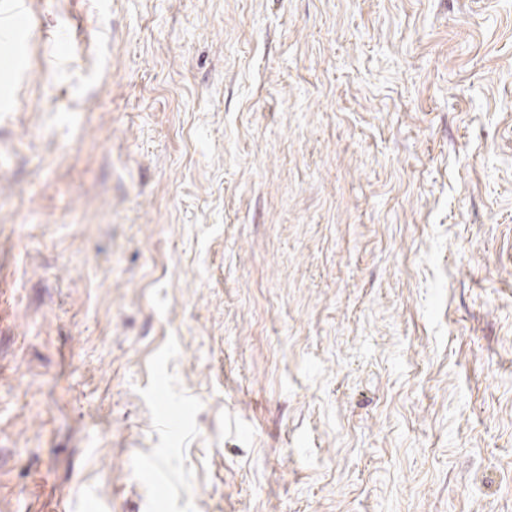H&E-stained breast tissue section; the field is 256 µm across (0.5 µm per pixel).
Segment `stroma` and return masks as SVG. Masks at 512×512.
<instances>
[{"label":"stroma","mask_w":512,"mask_h":512,"mask_svg":"<svg viewBox=\"0 0 512 512\" xmlns=\"http://www.w3.org/2000/svg\"><path fill=\"white\" fill-rule=\"evenodd\" d=\"M29 2L0 512H512V0Z\"/></svg>","instance_id":"obj_1"}]
</instances>
